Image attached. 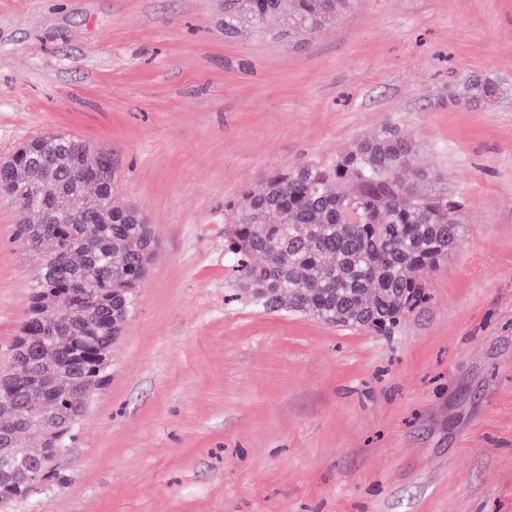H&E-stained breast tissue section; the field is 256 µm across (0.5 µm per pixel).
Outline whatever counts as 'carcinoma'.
<instances>
[{
    "instance_id": "carcinoma-1",
    "label": "carcinoma",
    "mask_w": 512,
    "mask_h": 512,
    "mask_svg": "<svg viewBox=\"0 0 512 512\" xmlns=\"http://www.w3.org/2000/svg\"><path fill=\"white\" fill-rule=\"evenodd\" d=\"M353 2L294 0L286 16L282 0H224V36L246 21L259 33L282 22L288 37L301 38ZM494 91L491 81L473 79L462 98ZM46 139L55 150L44 158ZM417 149L387 127L326 165L281 170L227 203L224 256L253 301L266 311L386 335L425 303V275L461 243L466 204L426 189L428 172L403 176ZM0 181L11 185L20 208L38 215L19 238L35 250L51 244L31 285L10 371L0 373V403L10 404L0 414V428L10 432L4 452L31 461V479L0 478V512H11L30 497L28 482L43 490L65 484L46 449L73 438L67 382L79 380L89 392L106 385L112 344L136 309L155 241L134 209L114 205L111 159L70 135L24 143L0 161ZM31 184L47 187L45 202L29 199ZM106 269L112 275L104 280ZM43 405L53 422L30 425V413Z\"/></svg>"
}]
</instances>
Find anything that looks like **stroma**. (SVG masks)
<instances>
[{
  "label": "stroma",
  "mask_w": 512,
  "mask_h": 512,
  "mask_svg": "<svg viewBox=\"0 0 512 512\" xmlns=\"http://www.w3.org/2000/svg\"><path fill=\"white\" fill-rule=\"evenodd\" d=\"M385 126L467 203L427 304L377 336L247 301L225 201ZM46 132L111 158L156 251L65 487L13 512H512V0H357L295 40L225 37L224 0H0V158ZM26 218L0 195V368Z\"/></svg>",
  "instance_id": "1"
}]
</instances>
